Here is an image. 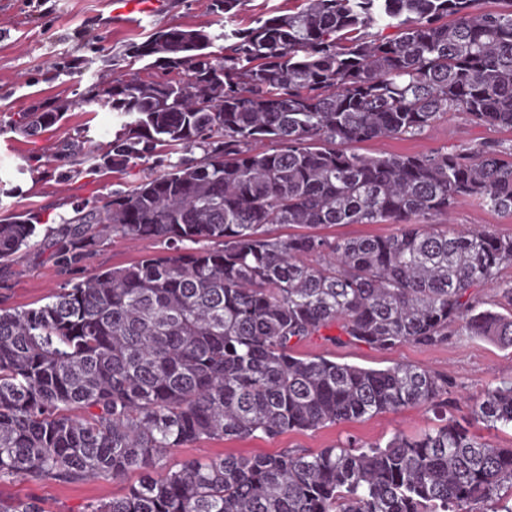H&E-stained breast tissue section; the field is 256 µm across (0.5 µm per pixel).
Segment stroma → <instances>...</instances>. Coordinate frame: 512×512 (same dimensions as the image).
Wrapping results in <instances>:
<instances>
[{
    "instance_id": "1",
    "label": "stroma",
    "mask_w": 512,
    "mask_h": 512,
    "mask_svg": "<svg viewBox=\"0 0 512 512\" xmlns=\"http://www.w3.org/2000/svg\"><path fill=\"white\" fill-rule=\"evenodd\" d=\"M167 2L162 15L128 20L112 15L110 0H50L49 9L41 13L28 7L26 0H0V141L8 139L14 145L13 154L0 155V216L32 212L40 218L31 246L0 272V306L36 307L93 272L164 252L161 241H132L113 234L100 238L91 258L81 266L67 270L51 256L57 230L74 216L76 206H100L113 191L132 189L145 174L140 165L122 173L87 167L69 178L62 162L56 161L57 151L78 131H85L95 144L111 141L115 120L109 109L91 102L94 87L136 78L165 79L166 70L152 59L133 63L127 57L130 44L156 31L182 26L217 35L224 30L223 18L209 14L205 0ZM36 106L45 112L61 111L62 116L30 137L18 128L17 121ZM483 143L510 146L512 131L478 125L465 113L452 112L420 136L372 140L359 149L369 154H414ZM444 221L457 228L512 233V215L465 197L455 201ZM296 350L363 368L406 363L446 375L451 384L448 414L460 421L469 419L473 401L487 389L512 381V347L464 332L436 346L404 343L390 350L363 343L338 345L315 336L299 343ZM434 423L429 409L408 408L315 431L286 432L272 439L259 434L197 442L173 449L170 459L315 453L350 439L383 443L396 433L410 434ZM127 488V483L108 478L69 484L14 479L0 481V498L33 499L43 512H84L91 501L122 495Z\"/></svg>"
}]
</instances>
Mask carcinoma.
Instances as JSON below:
<instances>
[{"instance_id": "obj_1", "label": "carcinoma", "mask_w": 512, "mask_h": 512, "mask_svg": "<svg viewBox=\"0 0 512 512\" xmlns=\"http://www.w3.org/2000/svg\"><path fill=\"white\" fill-rule=\"evenodd\" d=\"M306 0L218 36L173 26L128 49L179 75L98 89L120 119L106 151L82 134L61 155L121 173L159 147L199 160L149 172L63 224L52 253L85 263L107 235L167 252L98 271L38 307H0V480H137L86 512H512V447L448 417V377L302 357L328 340L388 350L454 332L512 347V234L435 219L460 197L512 214V146L368 155L362 142L423 134L450 112L512 130V0ZM242 0H208L229 19ZM223 38L224 56L207 49ZM61 112L20 117L34 135ZM273 149L260 147L264 141ZM29 212L0 218V265L30 246ZM397 224L388 237L313 228ZM310 229L286 239L274 226ZM192 243L195 248L186 247ZM498 288L499 310L477 289ZM438 424L385 444L192 458L202 440L275 438L408 407ZM512 426V383L471 405ZM0 512H42L32 499Z\"/></svg>"}]
</instances>
